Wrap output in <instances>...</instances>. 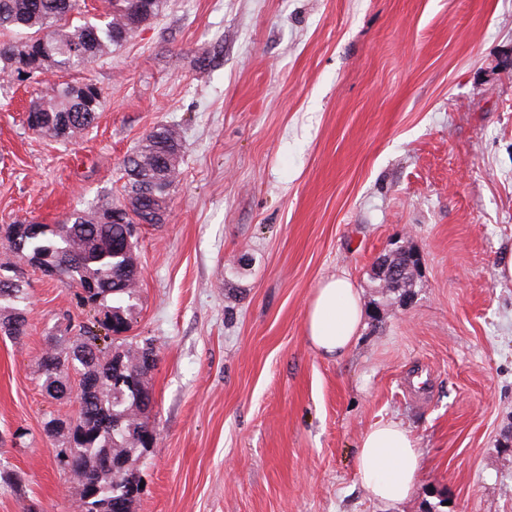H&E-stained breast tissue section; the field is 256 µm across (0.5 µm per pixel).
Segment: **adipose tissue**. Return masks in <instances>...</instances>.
Masks as SVG:
<instances>
[{"mask_svg":"<svg viewBox=\"0 0 512 512\" xmlns=\"http://www.w3.org/2000/svg\"><path fill=\"white\" fill-rule=\"evenodd\" d=\"M362 322L360 291L348 276L339 274L321 282L315 291L307 311V339L322 355L338 359L358 339ZM421 468L422 454L399 422L376 423L359 441L357 471L362 486L387 510L411 495Z\"/></svg>","mask_w":512,"mask_h":512,"instance_id":"1","label":"adipose tissue"}]
</instances>
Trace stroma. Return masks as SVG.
<instances>
[{
	"instance_id": "obj_1",
	"label": "stroma",
	"mask_w": 512,
	"mask_h": 512,
	"mask_svg": "<svg viewBox=\"0 0 512 512\" xmlns=\"http://www.w3.org/2000/svg\"><path fill=\"white\" fill-rule=\"evenodd\" d=\"M100 91L71 141L25 109L63 79ZM184 152L163 224L137 241L124 345L153 338L154 447L134 512H381L356 468L375 423L423 467L395 512H512V0H165L111 55L0 83V264L9 225L124 196L153 127ZM410 298L373 281L397 241ZM347 275L364 327L339 360L306 337L319 283ZM21 339L0 333V512H76L37 363L75 288L26 265Z\"/></svg>"
}]
</instances>
